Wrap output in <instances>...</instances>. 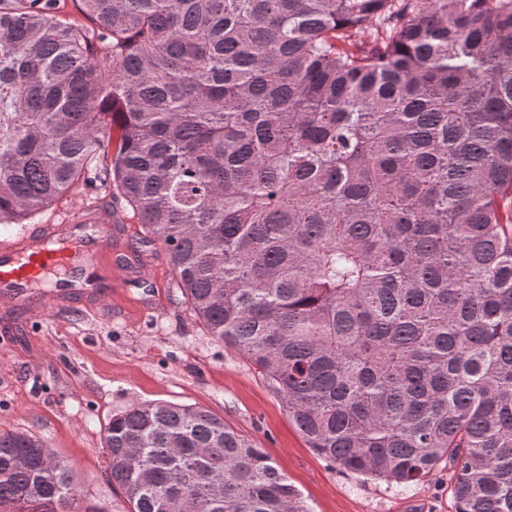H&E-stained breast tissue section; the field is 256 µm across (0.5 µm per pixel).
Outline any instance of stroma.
Masks as SVG:
<instances>
[{
  "label": "stroma",
  "instance_id": "stroma-1",
  "mask_svg": "<svg viewBox=\"0 0 512 512\" xmlns=\"http://www.w3.org/2000/svg\"><path fill=\"white\" fill-rule=\"evenodd\" d=\"M98 214L115 229L116 254L149 284L117 282L110 299L43 302L0 308V431L27 430L70 460L90 500L109 512L129 504L104 477L102 437L113 414L144 401L202 406L267 449L313 512H456L448 466L404 489L334 468L308 448L280 398L249 361L208 336L185 302L160 243L140 242L133 211L77 183L42 214L65 224Z\"/></svg>",
  "mask_w": 512,
  "mask_h": 512
}]
</instances>
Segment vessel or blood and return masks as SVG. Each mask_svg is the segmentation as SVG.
I'll return each mask as SVG.
<instances>
[{
	"label": "vessel or blood",
	"instance_id": "vessel-or-blood-1",
	"mask_svg": "<svg viewBox=\"0 0 512 512\" xmlns=\"http://www.w3.org/2000/svg\"><path fill=\"white\" fill-rule=\"evenodd\" d=\"M114 242L105 225L82 220L18 233L0 243V299L24 304L37 287L50 300L80 291L107 299L112 282L102 279L97 263L111 255Z\"/></svg>",
	"mask_w": 512,
	"mask_h": 512
}]
</instances>
